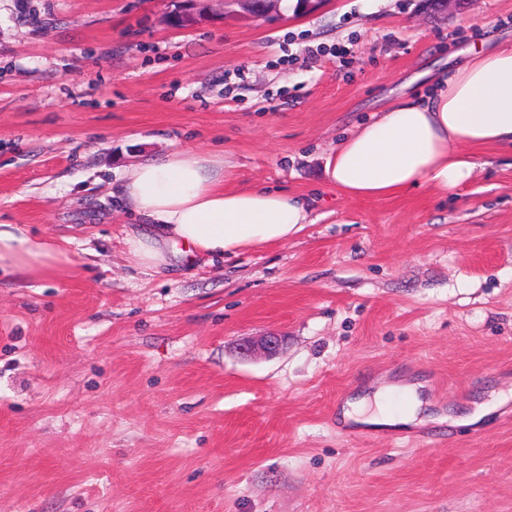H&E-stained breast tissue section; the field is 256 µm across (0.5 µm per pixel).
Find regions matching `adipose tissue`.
I'll return each instance as SVG.
<instances>
[{
  "mask_svg": "<svg viewBox=\"0 0 512 512\" xmlns=\"http://www.w3.org/2000/svg\"><path fill=\"white\" fill-rule=\"evenodd\" d=\"M512 149V43L470 51L434 76L428 94L391 104L340 141L325 157L327 181L345 196L385 199L427 185L454 195L475 176V148ZM233 165L217 154L180 150L144 160L123 177L120 196L145 220L128 252L145 269L234 255L285 242L311 221L307 204L263 187H233ZM56 239L0 224V272L47 277L68 264ZM404 410L388 406L389 387L349 402L347 418L379 427L422 422L417 387L403 390Z\"/></svg>",
  "mask_w": 512,
  "mask_h": 512,
  "instance_id": "obj_1",
  "label": "adipose tissue"
}]
</instances>
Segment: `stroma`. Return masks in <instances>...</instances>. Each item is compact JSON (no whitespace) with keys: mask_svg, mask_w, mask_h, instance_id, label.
I'll return each instance as SVG.
<instances>
[{"mask_svg":"<svg viewBox=\"0 0 512 512\" xmlns=\"http://www.w3.org/2000/svg\"><path fill=\"white\" fill-rule=\"evenodd\" d=\"M175 7L0 0V224L70 257L0 277V512H512V151L477 148L451 200L349 198L323 174L426 71L512 42V0H326L284 22L214 0L188 30ZM181 149L307 198L312 224L142 268L120 177ZM269 332L280 355L238 354ZM416 382L431 420H343Z\"/></svg>","mask_w":512,"mask_h":512,"instance_id":"35a3bbf8","label":"stroma"}]
</instances>
